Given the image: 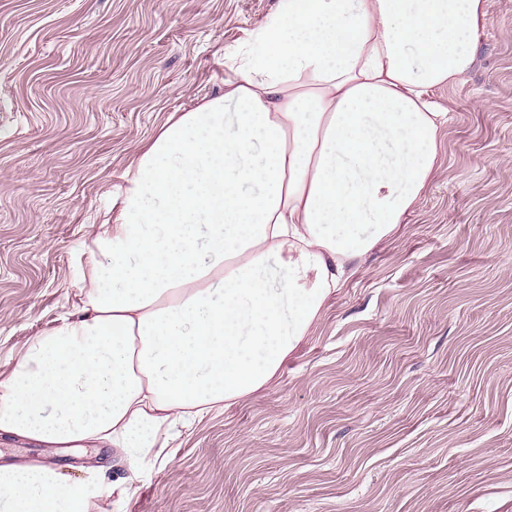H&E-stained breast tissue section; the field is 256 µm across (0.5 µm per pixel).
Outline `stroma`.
<instances>
[{"label": "stroma", "mask_w": 512, "mask_h": 512, "mask_svg": "<svg viewBox=\"0 0 512 512\" xmlns=\"http://www.w3.org/2000/svg\"><path fill=\"white\" fill-rule=\"evenodd\" d=\"M439 170L264 390L181 428L137 494L90 512H512V0H488ZM278 0H0V370L79 299L123 173L223 92ZM79 479L108 448H39Z\"/></svg>", "instance_id": "35a3bbf8"}]
</instances>
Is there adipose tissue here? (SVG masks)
<instances>
[{"instance_id": "adipose-tissue-1", "label": "adipose tissue", "mask_w": 512, "mask_h": 512, "mask_svg": "<svg viewBox=\"0 0 512 512\" xmlns=\"http://www.w3.org/2000/svg\"><path fill=\"white\" fill-rule=\"evenodd\" d=\"M486 0H279L172 114L95 225L73 312L0 373V437L108 448L126 476L0 465V512L134 496L177 427L266 388L427 191Z\"/></svg>"}]
</instances>
